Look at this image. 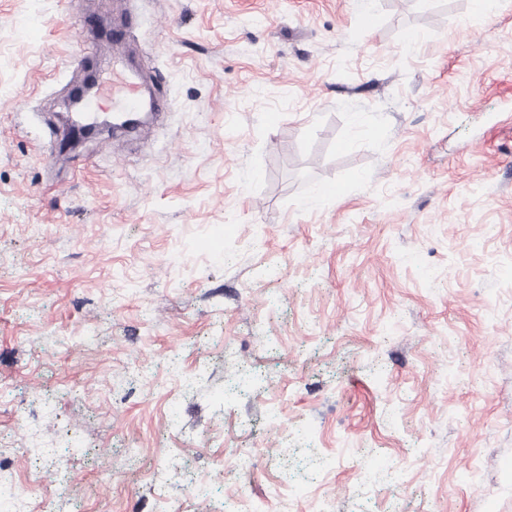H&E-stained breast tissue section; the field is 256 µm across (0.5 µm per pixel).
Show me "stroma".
<instances>
[{
  "instance_id": "35a3bbf8",
  "label": "stroma",
  "mask_w": 512,
  "mask_h": 512,
  "mask_svg": "<svg viewBox=\"0 0 512 512\" xmlns=\"http://www.w3.org/2000/svg\"><path fill=\"white\" fill-rule=\"evenodd\" d=\"M473 11L0 0V460L28 473L22 417L84 440L38 512H224L276 479L268 512H512V0ZM129 55L163 118L49 138L85 66L107 99ZM170 455L161 497L140 475Z\"/></svg>"
}]
</instances>
